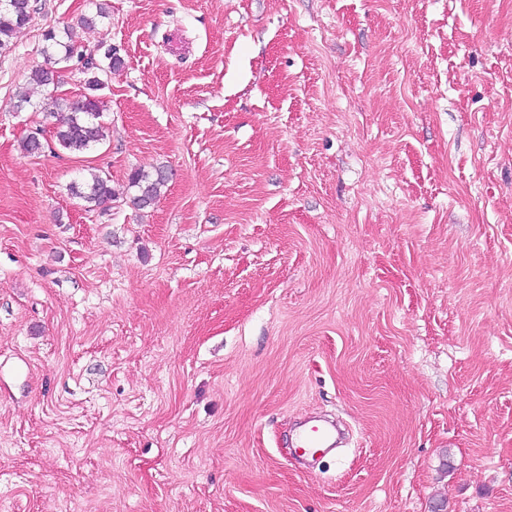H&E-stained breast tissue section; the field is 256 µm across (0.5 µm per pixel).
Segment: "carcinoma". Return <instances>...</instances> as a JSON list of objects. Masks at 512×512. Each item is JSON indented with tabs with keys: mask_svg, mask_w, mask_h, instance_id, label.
<instances>
[{
	"mask_svg": "<svg viewBox=\"0 0 512 512\" xmlns=\"http://www.w3.org/2000/svg\"><path fill=\"white\" fill-rule=\"evenodd\" d=\"M36 0H0V53L12 46V39L25 27L36 12ZM46 45L41 49L44 65L32 73L33 81L42 88L55 87L61 83L64 68L62 62L77 59V53H85L81 72L87 75L85 85L98 90L103 85L100 74L110 73L122 66L117 51L103 43L94 51L85 49L74 28H67L63 38H57L50 30L44 35ZM41 111L57 119L55 138L61 147L74 153H83L105 139V126L99 121L102 102L94 95H85L76 101L50 96L40 105ZM168 176L165 167L152 172L134 170L129 175V186L136 189L133 204L144 209L154 204L166 186ZM71 195L88 204L100 206L113 197L109 180L93 173L82 182L69 186Z\"/></svg>",
	"mask_w": 512,
	"mask_h": 512,
	"instance_id": "carcinoma-1",
	"label": "carcinoma"
}]
</instances>
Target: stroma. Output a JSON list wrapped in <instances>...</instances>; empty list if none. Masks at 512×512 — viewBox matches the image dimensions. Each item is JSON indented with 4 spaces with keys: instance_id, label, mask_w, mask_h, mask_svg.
I'll return each instance as SVG.
<instances>
[{
    "instance_id": "stroma-1",
    "label": "stroma",
    "mask_w": 512,
    "mask_h": 512,
    "mask_svg": "<svg viewBox=\"0 0 512 512\" xmlns=\"http://www.w3.org/2000/svg\"><path fill=\"white\" fill-rule=\"evenodd\" d=\"M39 2L0 57V512H512V0H105L80 154L16 103L95 6ZM314 415L347 447L299 458ZM46 45L41 49L44 65L36 68L32 73L33 81L42 88L50 86L58 88L61 83L64 68L57 67L62 62H79L77 53L83 52L86 56L81 66V72L88 75L85 85L89 90H99L104 84L99 74L112 73L122 66V59L112 46L100 43L95 51L87 52L78 34L73 27L64 31L62 39H58L54 31L49 30L44 35ZM129 186L136 189L133 204L139 209L150 207L161 194L168 181L164 166H159L153 172L134 170L129 175ZM90 175V179L70 184L69 191L71 195L95 206L107 203L114 195L109 180L96 173Z\"/></svg>"
}]
</instances>
